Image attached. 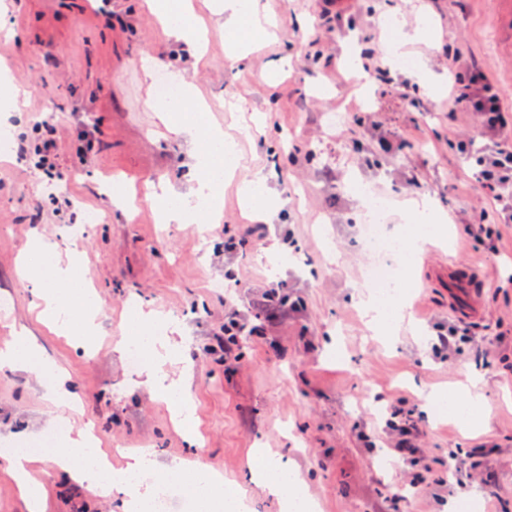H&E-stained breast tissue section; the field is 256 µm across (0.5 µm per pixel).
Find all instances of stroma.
Here are the masks:
<instances>
[{
  "label": "stroma",
  "mask_w": 512,
  "mask_h": 512,
  "mask_svg": "<svg viewBox=\"0 0 512 512\" xmlns=\"http://www.w3.org/2000/svg\"><path fill=\"white\" fill-rule=\"evenodd\" d=\"M209 2L194 0L207 29L199 58L162 36L144 0L102 8L0 0V125L18 141L37 120L54 126L61 185L77 218L56 214L40 171L17 153L0 155V349L19 330L33 336L43 362L69 376L78 405L71 429L94 423L112 468L140 448L159 462L196 458L245 491L247 512H279L250 469L259 448L296 470L315 512H484L486 475L496 512H512V225H501L494 247L463 235L464 224L495 215L472 178L471 155L457 146L480 140L482 129L448 103V62L457 57L483 70L512 114V0H344L338 21L321 17L319 0H260L273 35L248 31L254 44L241 61ZM384 17L393 24L383 30ZM393 45L419 68H390ZM174 73L196 89L203 124L238 145L223 217L202 230L161 223L150 198L151 184L186 193L196 175L200 137L174 136L146 106L157 75ZM79 123L102 132L83 163L72 156ZM381 139L393 150H376ZM257 171L279 199L251 234L237 180ZM360 184L386 193L389 233L405 232L423 195L450 228L406 272V318L384 336L359 303L370 293ZM90 213L96 223H85ZM37 238L53 244L60 263L79 261L80 283L96 301L87 343L39 318L36 286L19 271ZM229 238L239 243L230 254ZM452 259L491 286L474 340L436 353V332L457 314L426 280ZM273 281L304 300L274 329L280 351L245 336L238 360L209 354L225 301L265 323L249 303ZM141 311L177 321L166 340L177 352L158 367L190 386L196 444L127 362V329ZM473 381L490 411L466 432L426 397ZM55 398L42 370L0 369V512H26L6 469L10 448L27 449L46 512H123L121 497L98 498L56 469L67 435ZM394 406L426 432L418 464L395 458L381 434ZM474 448L485 451L477 470L465 462ZM418 474L417 494L410 482Z\"/></svg>",
  "instance_id": "stroma-1"
}]
</instances>
